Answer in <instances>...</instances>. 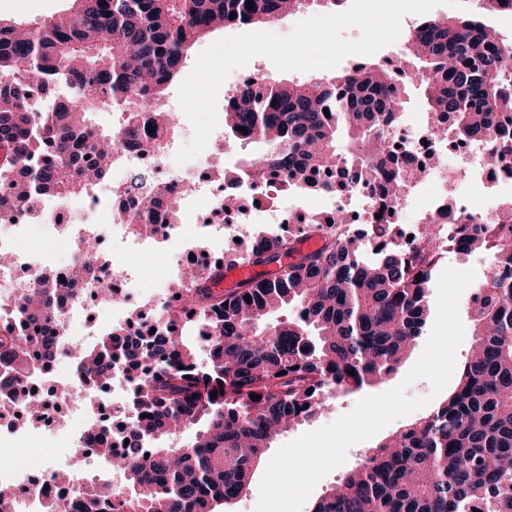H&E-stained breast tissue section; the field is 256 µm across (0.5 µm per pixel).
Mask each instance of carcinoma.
Instances as JSON below:
<instances>
[{
	"mask_svg": "<svg viewBox=\"0 0 512 512\" xmlns=\"http://www.w3.org/2000/svg\"><path fill=\"white\" fill-rule=\"evenodd\" d=\"M305 2L72 0L41 24L0 21V179L13 188L0 196V210L29 209L41 196L79 197L107 181L118 147L145 154L174 132L178 118L147 105L159 104L199 40ZM489 30L473 16H438L409 32L422 76L407 74L405 83L423 85L436 139L450 129L470 142L509 139L499 115L512 111V50L498 47ZM398 80L363 63L331 78L266 83L262 92L241 84L224 105V138L273 147L247 159L252 179L257 170L297 176L307 192L332 193L379 177L399 191L403 170L388 140L400 119ZM56 84L69 95L33 111L30 92ZM103 105L124 114L117 130L94 125ZM163 204L178 220L177 200L151 192L127 211L132 231L153 233ZM503 211L504 224L455 226L460 253L487 256L489 268L472 289L480 295L475 339L453 391L368 449L312 512H512V206ZM348 229L339 214L304 225L321 242L312 253L299 251L291 232H259L224 261L273 265L269 277L224 294L210 287L220 268H208L152 315L155 333L122 341L123 328L111 326L81 350L56 337L52 324L73 284L101 263L97 242H84V263L66 281L46 272L35 282L22 299L26 319L0 322V366L24 375L66 357L87 385L103 391L116 371L130 386L128 400L112 409L116 437L129 444L120 453L107 442L95 449L125 486L85 493L83 512H215L245 493L277 435L327 408L329 393L357 392L397 371L429 315L443 259L435 226L396 249L391 225L373 224L381 249L372 251ZM283 256L293 261L283 265ZM290 306L294 316L270 322ZM187 327L194 346L183 341ZM197 425L191 444H168Z\"/></svg>",
	"mask_w": 512,
	"mask_h": 512,
	"instance_id": "cac0c4a2",
	"label": "carcinoma"
}]
</instances>
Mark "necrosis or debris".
<instances>
[{"mask_svg":"<svg viewBox=\"0 0 512 512\" xmlns=\"http://www.w3.org/2000/svg\"><path fill=\"white\" fill-rule=\"evenodd\" d=\"M223 131H214L210 140L216 151L224 155L223 171H214L210 163L194 161L179 165L175 155L180 143L166 136L159 140L153 155L142 156L124 150L117 151L112 163L110 181L94 187L79 206L51 197L39 199L34 212L0 211V252L10 256L9 264L0 265V319L13 318L19 312V303L28 288L47 268L42 253L22 251L15 247L16 239L24 236L33 220H41L53 227L59 237L70 245V263L55 265V272L66 275L71 263L82 261L85 239H112L113 301L123 304L132 287L136 286L139 271L133 263L138 245L145 240L169 244L166 268L169 276L183 277L193 263L190 244L194 227L203 222L222 225L225 239L241 237L250 224H305L315 221V214L306 208V193L295 185L283 184L272 178L256 183L244 176L234 160L232 147L223 144ZM397 145L396 155L407 178V187L394 197L360 188L342 193L326 194L322 203L332 211L345 214L352 224L351 235L360 241L369 238L370 224L391 225L389 241L393 246H408L409 236L419 235L422 225L437 224L448 228L461 223L465 216L485 223H497L500 217L496 207L487 203L488 193L512 199V156L493 163L486 146L454 137L438 140L431 136L427 121L415 127L398 124L391 135ZM144 175L150 184L162 183L178 197L180 223L170 221L167 211H158L157 226L151 237L131 236L125 210L140 200L132 187L135 175ZM455 179L459 185L456 202H449L447 194L421 197L420 185L437 181L447 183ZM414 213V221L400 224L403 211ZM66 424L58 426L57 433L63 446L62 455L78 453L91 455L100 442L111 440L112 428L101 422L98 413L84 406L69 404ZM7 436L23 454L14 458L12 466L0 470V492L10 495L14 512H44L48 496H57L62 512H80L81 493L95 484L89 474L72 473L69 482L55 481L59 464L34 465L32 457L34 430L7 424Z\"/></svg>","mask_w":512,"mask_h":512,"instance_id":"4bbe7bcc","label":"necrosis or debris"}]
</instances>
